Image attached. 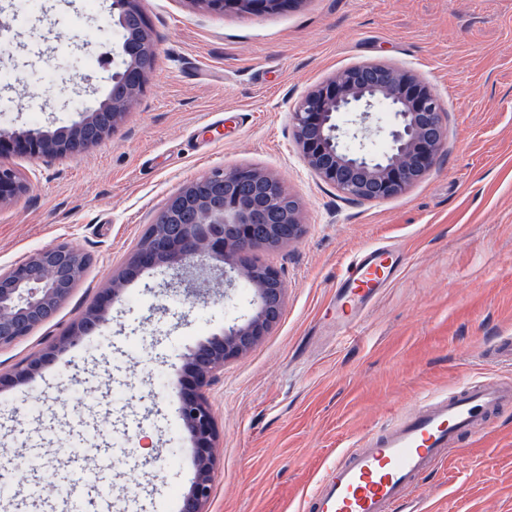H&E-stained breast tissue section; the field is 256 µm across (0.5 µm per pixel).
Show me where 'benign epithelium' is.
<instances>
[{
  "label": "benign epithelium",
  "mask_w": 512,
  "mask_h": 512,
  "mask_svg": "<svg viewBox=\"0 0 512 512\" xmlns=\"http://www.w3.org/2000/svg\"><path fill=\"white\" fill-rule=\"evenodd\" d=\"M222 15L239 9L250 15L281 10L289 0H194ZM119 62L104 100L81 111L80 119L54 131H1L0 148L14 143L34 160L78 157L125 123L156 63L155 38L143 19L140 0H113ZM390 112L389 129L373 124V113ZM354 112L343 128L338 116ZM297 143L307 168L344 194L375 201L401 194L435 164L445 139L443 112L432 88L415 75L380 63L345 69L308 92L291 112ZM387 132L381 152L369 144ZM31 184L15 169L0 165V204L26 195ZM151 237L132 254L95 303L67 336L18 366L12 380L32 378L60 345L73 344L106 320L112 301L126 283L146 270L219 268L224 280L242 278L254 290L252 315L236 320L206 342L189 349L191 389L177 388L178 415L197 448L193 472L180 496V512H208L215 478L216 432L211 405L202 388L224 364L250 351L279 321L286 286L278 271L257 272L247 255L262 239L287 243L299 238L303 224L297 201L282 181L255 167L216 169L181 187L152 225ZM88 265L85 253L68 242L38 249L21 262L0 268V347L28 336L51 320L70 298Z\"/></svg>",
  "instance_id": "7a95c632"
}]
</instances>
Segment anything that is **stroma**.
Here are the masks:
<instances>
[{
	"label": "stroma",
	"instance_id": "35a3bbf8",
	"mask_svg": "<svg viewBox=\"0 0 512 512\" xmlns=\"http://www.w3.org/2000/svg\"><path fill=\"white\" fill-rule=\"evenodd\" d=\"M156 64L127 121L79 157L5 165L32 188L0 206V267L66 241L90 259L48 323L0 348V501L16 512L40 484L52 512L72 468L56 443L27 468L26 440L52 416L87 419L92 447L133 442L115 457L113 512H179L195 449L167 383L188 348L255 309L243 283L219 272L164 268L130 280L107 320L47 358L30 380L12 370L66 333L125 268L167 200L213 169L254 166L281 179L300 206L302 235L260 244L249 263L287 286L279 322L204 387L215 417L208 512H303L302 500L356 437L385 426L427 393L465 381L512 386L497 358L512 336V0H297L263 16L217 15L194 0H141ZM112 0H0V130H53L108 94L119 50ZM364 62L412 71L439 97L446 127L435 165L402 194L347 198L304 165L291 112L311 89ZM390 244L402 275L363 316L357 340L331 300L358 251ZM122 381L113 389L111 373ZM421 476L400 512H512V400L490 411Z\"/></svg>",
	"mask_w": 512,
	"mask_h": 512
}]
</instances>
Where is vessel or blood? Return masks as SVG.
<instances>
[{
    "label": "vessel or blood",
    "mask_w": 512,
    "mask_h": 512,
    "mask_svg": "<svg viewBox=\"0 0 512 512\" xmlns=\"http://www.w3.org/2000/svg\"><path fill=\"white\" fill-rule=\"evenodd\" d=\"M406 256L386 246L358 252L336 282V309L349 328L379 292L403 273ZM512 399V389L488 381H469L455 392L423 396L416 408L340 453L307 495L305 512H395L417 478L443 462L456 440L481 431L486 411ZM111 457L81 466L65 482L77 512H112L111 496L100 491Z\"/></svg>",
    "instance_id": "b4317fda"
}]
</instances>
